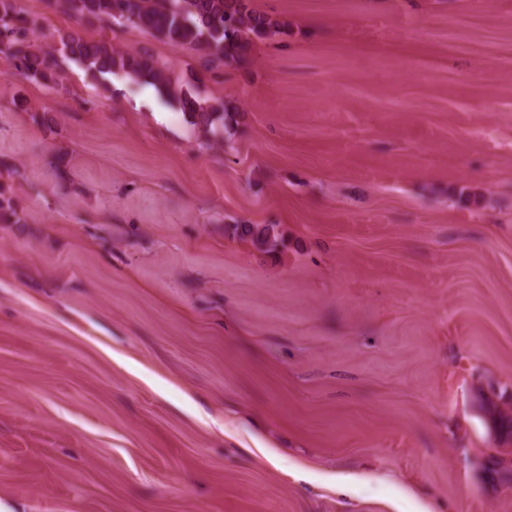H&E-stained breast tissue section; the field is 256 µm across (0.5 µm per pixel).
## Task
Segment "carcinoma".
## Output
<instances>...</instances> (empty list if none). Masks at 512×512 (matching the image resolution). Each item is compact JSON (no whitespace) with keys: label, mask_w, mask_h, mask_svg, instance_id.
<instances>
[{"label":"carcinoma","mask_w":512,"mask_h":512,"mask_svg":"<svg viewBox=\"0 0 512 512\" xmlns=\"http://www.w3.org/2000/svg\"><path fill=\"white\" fill-rule=\"evenodd\" d=\"M46 8L64 13L80 25H96L109 32L138 29L176 49L194 52L200 75L224 63L249 62L254 41L284 33L285 23L249 7L247 0H45ZM39 19L23 0H0V52L11 60L14 75L47 87L59 84L68 63H74L96 82L115 78L150 86L176 107L186 122L201 131L216 132L233 107L205 95L201 79L182 83L169 67L145 48L117 52L103 36L89 38L73 29L57 35L54 44L35 45ZM17 216L11 187L0 184V220ZM234 235L259 251L275 252L279 237L266 224H236ZM500 431L512 436V415L500 406L485 404Z\"/></svg>","instance_id":"1"}]
</instances>
